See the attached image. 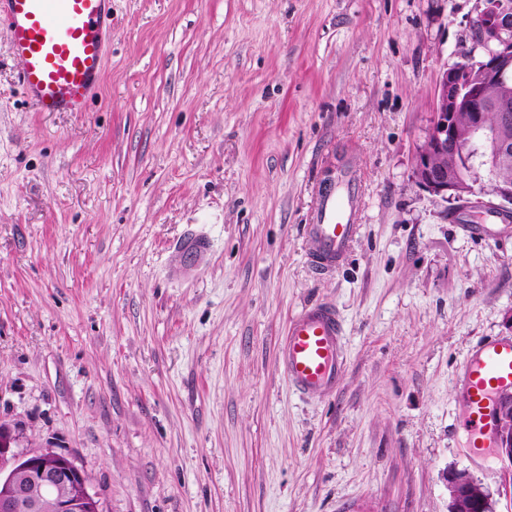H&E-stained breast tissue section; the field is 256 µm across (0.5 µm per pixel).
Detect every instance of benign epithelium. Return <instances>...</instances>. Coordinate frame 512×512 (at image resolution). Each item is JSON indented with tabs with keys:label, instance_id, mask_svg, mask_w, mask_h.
<instances>
[{
	"label": "benign epithelium",
	"instance_id": "7a95c632",
	"mask_svg": "<svg viewBox=\"0 0 512 512\" xmlns=\"http://www.w3.org/2000/svg\"><path fill=\"white\" fill-rule=\"evenodd\" d=\"M475 36L484 49L478 60L442 73L431 125L418 152L415 181L432 195L467 206V222H479L496 211L512 216V183H499L496 173L512 164V0H483ZM500 113L498 123L487 112ZM462 156L466 167L448 172L435 160ZM484 171L490 190L480 185ZM499 200L494 206L485 193ZM496 443L512 496V395L498 402ZM16 434L0 423V512H99L84 473L67 456L51 451L25 456L15 451ZM448 512H496L493 493L465 470L445 475Z\"/></svg>",
	"mask_w": 512,
	"mask_h": 512
}]
</instances>
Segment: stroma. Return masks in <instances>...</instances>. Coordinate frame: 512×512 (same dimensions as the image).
I'll list each match as a JSON object with an SVG mask.
<instances>
[{"mask_svg": "<svg viewBox=\"0 0 512 512\" xmlns=\"http://www.w3.org/2000/svg\"><path fill=\"white\" fill-rule=\"evenodd\" d=\"M481 0H112L84 112H38L0 26V421L84 471L102 512H448L473 454L462 366L512 339V234L470 235L413 177ZM361 182L345 264L305 224ZM207 234L189 275L178 241ZM336 305L340 385L303 398L290 318Z\"/></svg>", "mask_w": 512, "mask_h": 512, "instance_id": "stroma-1", "label": "stroma"}]
</instances>
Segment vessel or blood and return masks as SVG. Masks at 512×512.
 I'll return each mask as SVG.
<instances>
[{
  "instance_id": "obj_1",
  "label": "vessel or blood",
  "mask_w": 512,
  "mask_h": 512,
  "mask_svg": "<svg viewBox=\"0 0 512 512\" xmlns=\"http://www.w3.org/2000/svg\"><path fill=\"white\" fill-rule=\"evenodd\" d=\"M112 0H0V23L21 62L17 79L39 112H81L99 89L112 36ZM360 185L342 172L319 194L306 225L307 260L320 273L335 272L359 232ZM342 323L334 306L313 302L290 320L280 342V364L293 390L326 398L340 384ZM460 390L473 447L490 433L492 395L512 391V341L489 342L463 366Z\"/></svg>"
}]
</instances>
